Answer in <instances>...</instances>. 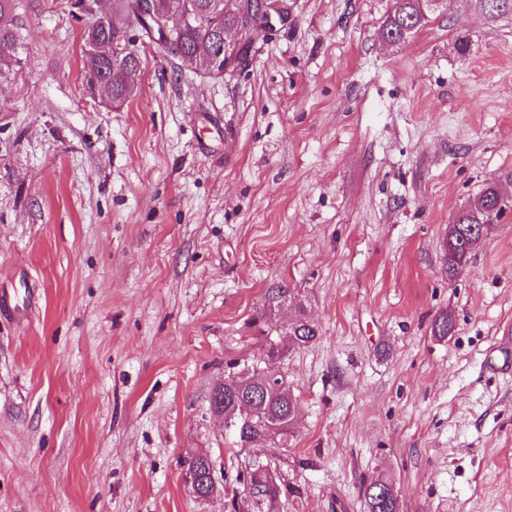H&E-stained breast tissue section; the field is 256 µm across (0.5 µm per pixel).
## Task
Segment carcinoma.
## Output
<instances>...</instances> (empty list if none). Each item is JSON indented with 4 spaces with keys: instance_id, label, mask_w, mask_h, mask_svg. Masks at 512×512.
<instances>
[{
    "instance_id": "1",
    "label": "carcinoma",
    "mask_w": 512,
    "mask_h": 512,
    "mask_svg": "<svg viewBox=\"0 0 512 512\" xmlns=\"http://www.w3.org/2000/svg\"><path fill=\"white\" fill-rule=\"evenodd\" d=\"M167 13L191 5L199 21L185 25L164 38L161 23L141 14V0H112L117 23L107 21L97 31L82 33L84 42V69L86 84L95 93L107 88L112 97L124 100L134 94V75L140 63L114 50L126 41L129 24L137 25L141 36L149 41L157 52L171 53L194 58L198 65L210 69L212 55L216 51L215 37L226 28L243 22L238 14L224 10V0H158ZM414 0H394V4L383 24V35L395 43H404L424 24L429 15H420L413 5ZM16 0H0V81L8 78L21 64L22 41L19 27L15 23ZM509 208L500 202L499 185L487 184L477 201L462 211L448 225L444 240L446 272L448 279H455L471 259L470 236L474 233L484 237L491 233L494 221ZM262 315L254 320L258 341L261 342L259 362L264 367L245 369L230 374L224 384L212 389L210 408L224 415V423L233 429L236 446L243 452L258 443L278 438L288 440L293 428L298 406L288 390V381L276 374L286 355V347L268 338L261 324ZM455 328V318L448 312L440 313L433 321L431 333L446 338ZM317 337L316 328L304 312L288 324V344L303 347ZM192 476V488L199 497L211 496L217 486L211 477V461L205 453L190 458L188 465ZM301 495L298 486L285 482L270 464L258 458H249L237 471L229 505L231 512H272L283 496ZM367 512H400L399 498L391 478L379 475L364 487Z\"/></svg>"
}]
</instances>
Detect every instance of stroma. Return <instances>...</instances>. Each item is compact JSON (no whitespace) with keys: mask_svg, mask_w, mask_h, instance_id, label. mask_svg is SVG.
I'll return each mask as SVG.
<instances>
[{"mask_svg":"<svg viewBox=\"0 0 512 512\" xmlns=\"http://www.w3.org/2000/svg\"><path fill=\"white\" fill-rule=\"evenodd\" d=\"M392 0H282L249 64L206 79L141 47L117 110L87 94L68 0H22L0 83V512H229L197 497L244 462L209 406L228 362L317 340L282 368L298 403L260 460L300 485L277 512H512V209L449 279L443 242L484 186L512 195V17L448 0L385 43ZM467 37L466 53L456 41ZM451 312L448 338L431 334ZM317 337L316 328L306 318L303 311L288 324V346L303 347L313 342ZM188 469L192 476V488L198 497H209L217 490L210 474L211 461L206 453L190 458ZM368 512H400L399 498L390 477L378 475L364 487Z\"/></svg>","mask_w":512,"mask_h":512,"instance_id":"35a3bbf8","label":"stroma"}]
</instances>
